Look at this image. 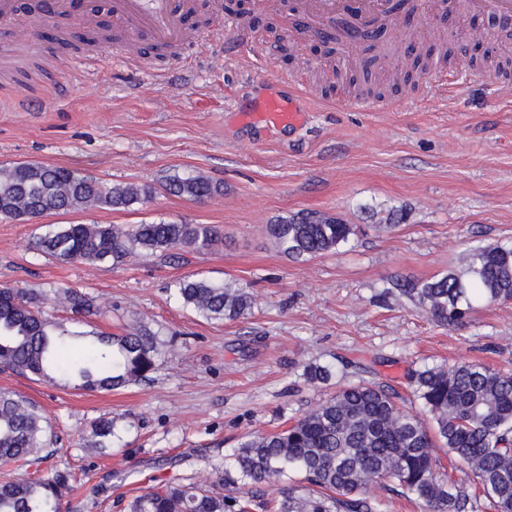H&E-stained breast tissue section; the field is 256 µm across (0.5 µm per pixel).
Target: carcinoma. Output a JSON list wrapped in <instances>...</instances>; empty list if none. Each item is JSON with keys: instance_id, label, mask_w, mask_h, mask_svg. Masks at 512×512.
<instances>
[{"instance_id": "carcinoma-1", "label": "carcinoma", "mask_w": 512, "mask_h": 512, "mask_svg": "<svg viewBox=\"0 0 512 512\" xmlns=\"http://www.w3.org/2000/svg\"><path fill=\"white\" fill-rule=\"evenodd\" d=\"M169 190L193 199L218 187L203 177L174 178ZM148 195L135 185L105 187L75 169L48 163H15L0 169V216L40 217L93 206L128 207ZM360 227L326 217H293L268 233L292 258L333 252ZM217 238L207 224H63L36 247L63 261L84 264L127 258L171 257L181 248L203 250ZM175 294L206 319H235L252 296L230 284L179 280ZM400 294L424 307L444 326H457L480 304L512 301V245L472 249L461 272L431 282H407ZM53 299L74 315L95 314L82 293L59 287ZM32 290L0 287V365L51 383L75 381L87 391H112L142 382L162 351L156 334L136 325L120 335L76 333L48 320ZM410 382L422 410L402 408L385 384L343 387L304 412L288 428L250 433L214 465L203 483L173 478L152 485L128 503V512H376L383 492L413 498L423 512H474L484 497L494 512H512V370L481 364L424 366ZM45 419L23 397L0 392V463L43 459ZM461 471L472 484L454 478ZM299 484H282L288 473ZM229 483L224 495L207 485ZM279 486L274 502L253 487ZM72 490L71 475L22 477L0 483V512H57Z\"/></svg>"}]
</instances>
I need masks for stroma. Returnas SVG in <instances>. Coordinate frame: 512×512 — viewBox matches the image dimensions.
Segmentation results:
<instances>
[{"label":"stroma","instance_id":"stroma-1","mask_svg":"<svg viewBox=\"0 0 512 512\" xmlns=\"http://www.w3.org/2000/svg\"><path fill=\"white\" fill-rule=\"evenodd\" d=\"M221 2L249 24L252 47L194 39L137 66L100 55L92 30L73 35L62 20L65 51L15 43L13 24H0V167L50 163L108 187L152 189L120 210L0 218V286L72 287L98 313L75 319L47 303L68 328L120 334L136 322L169 349L149 381L112 391L0 370V391L33 402L50 422L47 459L20 471L0 466V482L70 473L74 489L59 512H126L152 478L202 480L245 434L285 429L361 379L389 383L416 410L412 369L463 361L512 369V301L478 308L450 329L397 289L458 272L476 247L512 244V41L484 61L470 16L452 17L449 61L396 84L375 42L365 53L372 77L359 94L337 80L338 64L315 52L313 36L289 38L294 25L281 0ZM301 56L315 68L298 70ZM255 72L306 84L315 96L308 119L282 129L245 121L258 104L246 87ZM436 72L447 85L430 81ZM19 86L32 106L13 98ZM355 95L388 109L333 108ZM175 176H202L220 191L177 196L165 188ZM392 211L404 213L401 225L374 232ZM311 212L368 231L322 256L280 252L267 225ZM159 221L209 224L222 240L117 266L65 263L34 248L61 224ZM183 278L235 284L255 304L235 320L205 319L171 291ZM310 364L329 367L331 378L310 383ZM103 416L119 426L106 443L94 433Z\"/></svg>","mask_w":512,"mask_h":512}]
</instances>
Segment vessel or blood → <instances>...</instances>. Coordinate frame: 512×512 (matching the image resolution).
I'll return each mask as SVG.
<instances>
[{
    "mask_svg": "<svg viewBox=\"0 0 512 512\" xmlns=\"http://www.w3.org/2000/svg\"><path fill=\"white\" fill-rule=\"evenodd\" d=\"M191 0H50L52 16L68 18L78 25L94 21L107 14L112 22L127 27L131 39L121 50L130 62L138 61L142 51L138 35H146L159 46H174L191 39L187 14ZM457 9L463 14H492L512 17V0H459ZM352 14L364 24L395 21L392 0H298L296 15L309 25L329 24L336 16ZM312 95L299 81H289L282 93L264 100L253 122L272 126L302 124L309 110Z\"/></svg>",
    "mask_w": 512,
    "mask_h": 512,
    "instance_id": "obj_1",
    "label": "vessel or blood"
}]
</instances>
